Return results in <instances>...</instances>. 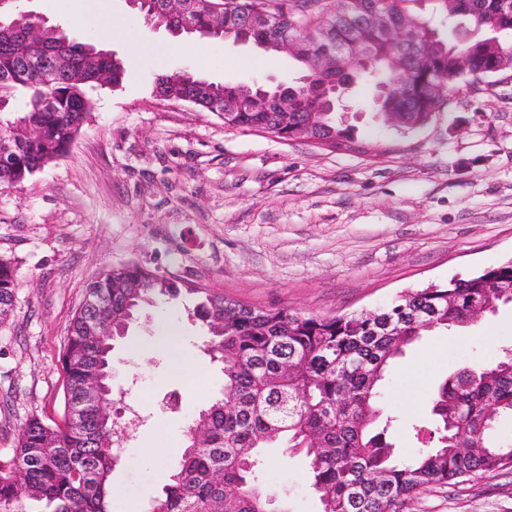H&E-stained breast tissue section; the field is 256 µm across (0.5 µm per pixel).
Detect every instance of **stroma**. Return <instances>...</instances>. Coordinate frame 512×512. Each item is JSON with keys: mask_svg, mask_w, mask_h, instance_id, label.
Returning <instances> with one entry per match:
<instances>
[{"mask_svg": "<svg viewBox=\"0 0 512 512\" xmlns=\"http://www.w3.org/2000/svg\"><path fill=\"white\" fill-rule=\"evenodd\" d=\"M81 42L136 57L123 85L95 91L68 153L21 184L0 186V257L16 297L0 324V457L33 415L63 413L62 351L72 316L104 267L141 261L240 302L334 316L390 304L408 288L443 285L512 259V84L471 98L450 91L422 127L403 133L347 97L376 157L225 127L222 118L152 94L155 74L189 70L215 83L274 86L288 74L253 44L174 35L127 0H109L125 38L104 41L98 0H20ZM81 21H73L76 12ZM190 300L143 307L112 343V387L141 422L112 470V512H148L169 483L178 446L224 375L203 348ZM177 339L176 350L162 344ZM512 346V304L464 330L429 331L389 371L385 405L404 419L401 453L416 440L438 381ZM199 385L181 387L186 362ZM263 482L284 512H319L306 462L266 449ZM409 512H512V471L419 495Z\"/></svg>", "mask_w": 512, "mask_h": 512, "instance_id": "obj_1", "label": "stroma"}]
</instances>
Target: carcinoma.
<instances>
[{"instance_id":"carcinoma-1","label":"carcinoma","mask_w":512,"mask_h":512,"mask_svg":"<svg viewBox=\"0 0 512 512\" xmlns=\"http://www.w3.org/2000/svg\"><path fill=\"white\" fill-rule=\"evenodd\" d=\"M373 2L406 24L399 41L360 23ZM406 2L351 0L347 18L325 0H185V13L176 18L166 0H145L139 11L175 33L187 25L207 39H224L214 33L218 28L234 38L242 32L299 72L285 84L299 100L287 124L247 98L237 127L288 139L291 128L310 126L370 154L374 145L312 96L313 87L338 80L339 73L310 71L307 55L338 50L339 59L352 64V84L403 91L402 99L377 95L374 105L384 123L404 130L426 124L461 84L473 98L486 93L495 85L486 81L492 69L512 59V0H439L448 22L464 18L495 30L462 45L435 37ZM300 29L308 31L303 48L283 55L274 47L277 37ZM463 57L470 61L466 71ZM125 75V63L112 51L77 41L29 12L0 25V111L16 96L26 98L24 110L0 125V186L20 183L63 156L91 116L90 91L117 88ZM234 88L186 71L163 72L154 77L153 93L219 117L224 93ZM87 291L104 304L100 317L110 321L111 334L87 335L89 311L75 312L60 356L62 420L28 419L12 454L0 458V512H29L30 502L43 504V512H112V432L119 425L100 405L81 404V395L97 368L100 399L113 402V335L143 306L183 293L198 296L191 317L210 333L206 355L221 364L224 389L195 416L192 429L202 432V446L188 437L156 512H266L261 449L282 440L287 452L305 458L320 512H407L429 489L512 469V441L498 432L500 420L512 419L511 352L440 381L428 397L430 420L413 426L421 447L409 458L397 454L396 416L382 407L391 365L423 333L467 326L475 304L491 312L512 303V260L445 286L407 289L384 307L328 317L247 305L137 261L102 269ZM14 296L12 262L0 258L1 324L13 313Z\"/></svg>"}]
</instances>
